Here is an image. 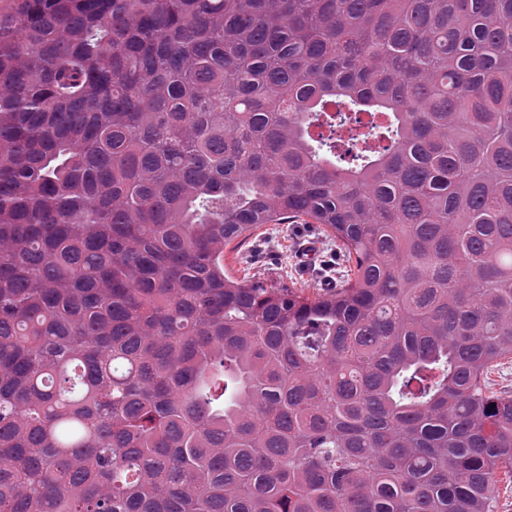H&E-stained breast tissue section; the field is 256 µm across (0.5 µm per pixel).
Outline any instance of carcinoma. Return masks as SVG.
<instances>
[{
	"label": "carcinoma",
	"mask_w": 512,
	"mask_h": 512,
	"mask_svg": "<svg viewBox=\"0 0 512 512\" xmlns=\"http://www.w3.org/2000/svg\"><path fill=\"white\" fill-rule=\"evenodd\" d=\"M320 224L334 286L224 270ZM512 0H18L0 512H495Z\"/></svg>",
	"instance_id": "obj_1"
}]
</instances>
